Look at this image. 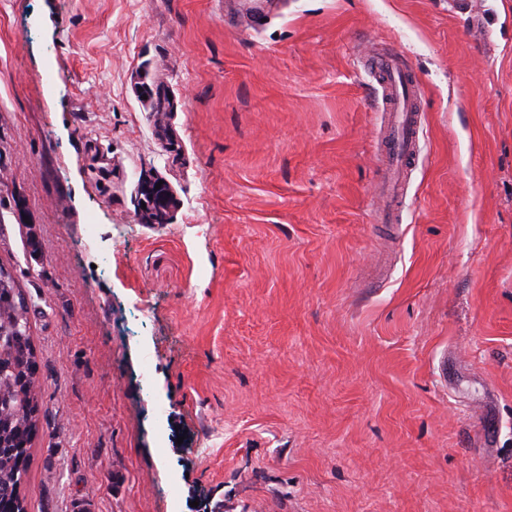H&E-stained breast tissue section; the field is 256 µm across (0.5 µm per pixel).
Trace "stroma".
<instances>
[{
    "mask_svg": "<svg viewBox=\"0 0 512 512\" xmlns=\"http://www.w3.org/2000/svg\"><path fill=\"white\" fill-rule=\"evenodd\" d=\"M0 264L28 512H512V0H0ZM364 65L382 91L383 112L390 121L392 136L385 141L381 155L387 187V220L397 224L398 204L405 188L403 180L418 150L421 113L414 97L419 83L403 54L394 49L373 48ZM160 181L162 180L156 179L154 182L144 187L145 193L147 197L150 199V207L155 217L154 222L158 224L164 223L167 212L172 202V195L170 189L165 182L161 184L160 189H155L156 184L160 183ZM141 195L143 196V200H140L141 205L142 203H145L144 198L147 201V203H149L148 198L144 196L142 192ZM0 512H27L22 492L32 439L39 431L38 362L17 338L30 344L28 305L12 274L0 266ZM9 490V491H8Z\"/></svg>",
    "mask_w": 512,
    "mask_h": 512,
    "instance_id": "35a3bbf8",
    "label": "stroma"
}]
</instances>
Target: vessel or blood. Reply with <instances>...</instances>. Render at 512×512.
<instances>
[{
  "label": "vessel or blood",
  "mask_w": 512,
  "mask_h": 512,
  "mask_svg": "<svg viewBox=\"0 0 512 512\" xmlns=\"http://www.w3.org/2000/svg\"><path fill=\"white\" fill-rule=\"evenodd\" d=\"M382 91L383 110L389 119L391 137L382 149L383 171L386 177V215L395 222L398 205L404 193V177L415 160L421 114L414 97L417 78L398 51L372 49L364 60Z\"/></svg>",
  "instance_id": "vessel-or-blood-1"
}]
</instances>
